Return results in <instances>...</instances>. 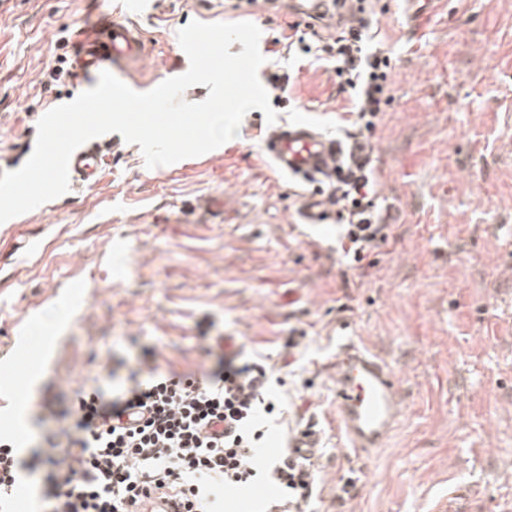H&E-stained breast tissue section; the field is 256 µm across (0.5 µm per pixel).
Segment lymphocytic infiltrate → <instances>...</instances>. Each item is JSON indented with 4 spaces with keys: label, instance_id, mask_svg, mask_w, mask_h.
<instances>
[{
    "label": "lymphocytic infiltrate",
    "instance_id": "1",
    "mask_svg": "<svg viewBox=\"0 0 512 512\" xmlns=\"http://www.w3.org/2000/svg\"><path fill=\"white\" fill-rule=\"evenodd\" d=\"M374 24L360 12L345 30L306 41L298 23L288 26V51L331 66L336 92L352 107L337 114L344 136L337 146L336 176L323 191L337 227L342 260L361 263L386 240L388 226L376 204L375 166L368 133L392 102V57L374 43ZM152 350L116 360L106 385L68 400L46 389L43 407L56 420L26 453L0 437V512L18 496L23 479L35 488L32 512H129L145 490L171 492L186 512H214L215 490H240L256 478L277 488L269 512H313L318 472L299 449L268 459L260 414H273L271 374L241 353L216 352L203 372L162 373ZM142 409L130 427L121 418ZM224 424L214 432V424Z\"/></svg>",
    "mask_w": 512,
    "mask_h": 512
}]
</instances>
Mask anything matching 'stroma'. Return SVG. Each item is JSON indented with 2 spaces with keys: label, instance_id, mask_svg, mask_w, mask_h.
<instances>
[{
  "label": "stroma",
  "instance_id": "obj_1",
  "mask_svg": "<svg viewBox=\"0 0 512 512\" xmlns=\"http://www.w3.org/2000/svg\"><path fill=\"white\" fill-rule=\"evenodd\" d=\"M118 0H0V158L34 147L38 120L86 86L44 87L61 31L111 19ZM138 16L149 57L128 78L162 82L189 59V22L247 19L260 74H288L278 122L329 136L348 107L332 73L272 54L287 14L239 16L232 0H155ZM392 53L393 101L371 138L386 241L352 269L295 225L301 199L261 151V110L220 148L147 168L121 143L93 188L14 217L42 258L0 253V345L31 346L0 366V433L45 425L44 386L89 389L110 350L153 348L161 371L203 370L230 336L273 369L271 390L316 424L315 512H512V0H375ZM223 199L220 208L211 198ZM394 368L405 414L383 447L343 450L333 361L341 324ZM32 382L22 402L10 386Z\"/></svg>",
  "mask_w": 512,
  "mask_h": 512
}]
</instances>
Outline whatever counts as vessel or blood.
I'll list each match as a JSON object with an SVG mask.
<instances>
[{"label": "vessel or blood", "mask_w": 512, "mask_h": 512, "mask_svg": "<svg viewBox=\"0 0 512 512\" xmlns=\"http://www.w3.org/2000/svg\"><path fill=\"white\" fill-rule=\"evenodd\" d=\"M147 52L140 27L116 17L102 32L84 37L80 71L94 80L108 68H130ZM263 146L273 166L294 177L327 176L336 159L335 143L304 120L275 127L264 138ZM105 160L100 139L85 143L71 157V180L97 184ZM334 369L337 422L347 448L360 454L382 447L405 412L404 397L390 363L350 340L337 352Z\"/></svg>", "instance_id": "b4317fda"}]
</instances>
